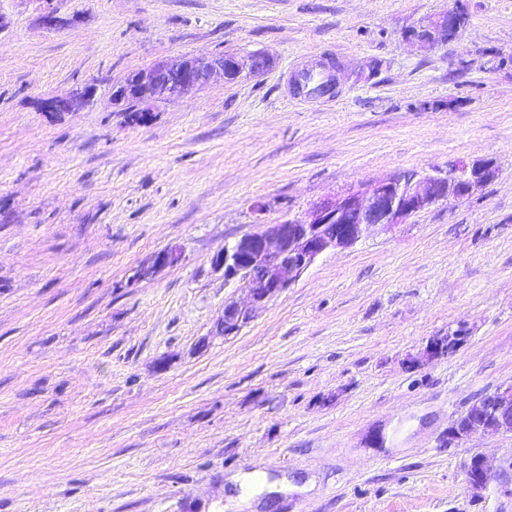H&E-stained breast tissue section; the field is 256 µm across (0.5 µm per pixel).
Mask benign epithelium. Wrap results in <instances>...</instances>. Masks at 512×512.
Here are the masks:
<instances>
[{"mask_svg":"<svg viewBox=\"0 0 512 512\" xmlns=\"http://www.w3.org/2000/svg\"><path fill=\"white\" fill-rule=\"evenodd\" d=\"M465 28V16L450 7L415 23L406 41L427 51L457 38ZM267 67L269 59L260 53L176 56L133 73L114 86L112 105L119 107L134 101L140 111L149 113L156 103L196 92L217 75L226 80L231 75L257 77ZM97 91L96 82H85L62 97L43 101L42 107L48 112H79L90 104ZM497 175L498 168L491 159L458 160L444 174H392L366 187L324 198L303 218L259 225L257 231L224 246L214 259L215 266L224 269V279L235 283L244 300L224 303L213 335L238 334L258 310L287 288L291 278L308 270L325 252L351 248L370 234L389 232L439 202L469 197ZM182 257V247L171 245L138 267L132 282L174 266ZM461 340L459 331L432 338L424 350L425 360L440 358ZM478 429L512 433V384L480 396L448 427L445 441L451 445ZM495 479L496 471L482 456L471 459L465 474L467 491L478 495Z\"/></svg>","mask_w":512,"mask_h":512,"instance_id":"7a95c632","label":"benign epithelium"}]
</instances>
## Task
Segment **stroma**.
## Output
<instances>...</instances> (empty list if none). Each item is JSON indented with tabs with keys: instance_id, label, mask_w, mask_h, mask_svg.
I'll list each match as a JSON object with an SVG mask.
<instances>
[{
	"instance_id": "1",
	"label": "stroma",
	"mask_w": 512,
	"mask_h": 512,
	"mask_svg": "<svg viewBox=\"0 0 512 512\" xmlns=\"http://www.w3.org/2000/svg\"><path fill=\"white\" fill-rule=\"evenodd\" d=\"M454 3L460 38L404 40ZM219 51L270 65L141 123L112 109L129 73ZM320 53L337 99L295 103L288 70ZM89 80L92 106L41 108ZM482 158L499 175L473 196L324 253L212 335L238 296L226 244ZM171 245L177 266L132 282ZM510 383L512 0H0V512H512V435L443 442ZM477 455L499 473L478 498ZM257 469L276 490L243 502L230 478ZM462 338L463 336L460 331H456L453 335L432 338L424 350L425 360L433 361L439 359L446 351L449 352L459 345Z\"/></svg>"
}]
</instances>
